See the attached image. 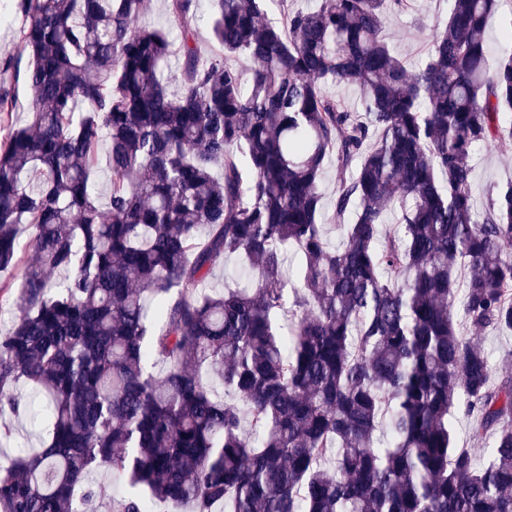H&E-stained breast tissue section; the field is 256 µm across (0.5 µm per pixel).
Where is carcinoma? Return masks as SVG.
Listing matches in <instances>:
<instances>
[{"mask_svg":"<svg viewBox=\"0 0 512 512\" xmlns=\"http://www.w3.org/2000/svg\"><path fill=\"white\" fill-rule=\"evenodd\" d=\"M148 2L13 0L28 63L0 68L29 120L0 83V272L22 270L0 407L28 414L31 388L48 433L0 469V512H512V365L457 324L512 331V182L481 216L471 192L473 152L512 137V57L490 65L485 39L501 0H454L412 72L384 35L410 0H318L281 27L264 0H213L208 57L199 0H167L177 45L142 24ZM231 256L256 283H209ZM460 408L483 463L457 447ZM101 469L125 495L90 481ZM212 13L211 0H200L198 14L204 17V20L193 23V27L197 34V42L200 51L207 56L212 53V44L210 41L209 18ZM329 92L343 100L345 104L352 110L361 112V91L356 85L344 82L330 84ZM337 185L336 160L335 158H332L326 163L321 181L324 212L327 215L331 214L334 208V199L336 197Z\"/></svg>","mask_w":512,"mask_h":512,"instance_id":"obj_1","label":"carcinoma"}]
</instances>
